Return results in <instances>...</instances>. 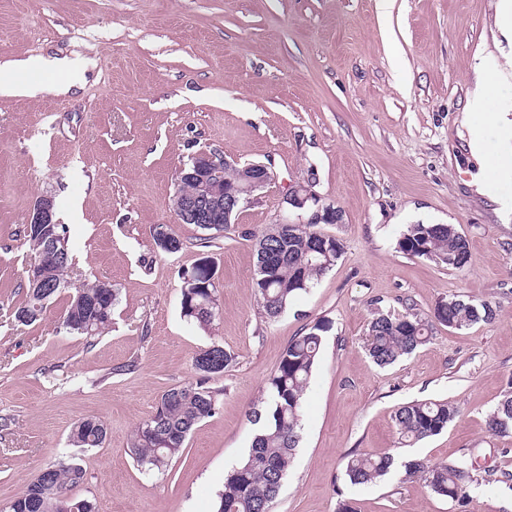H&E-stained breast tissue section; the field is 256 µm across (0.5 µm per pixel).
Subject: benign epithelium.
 Wrapping results in <instances>:
<instances>
[{
    "label": "benign epithelium",
    "instance_id": "obj_1",
    "mask_svg": "<svg viewBox=\"0 0 512 512\" xmlns=\"http://www.w3.org/2000/svg\"><path fill=\"white\" fill-rule=\"evenodd\" d=\"M229 161L213 153H200L189 168L178 171L177 180L194 183L199 192L194 196H185L175 191L172 197V210L180 224H218L232 223V218L265 190L272 181L271 166L266 163H249L240 170L235 182H224V168ZM224 190H219V187ZM315 199L311 186L299 184L288 189L283 202L302 209L307 201ZM55 201L50 195L40 196L29 215L28 224L48 239L53 238ZM342 216L338 211L316 208L308 217H298L303 224H338Z\"/></svg>",
    "mask_w": 512,
    "mask_h": 512
}]
</instances>
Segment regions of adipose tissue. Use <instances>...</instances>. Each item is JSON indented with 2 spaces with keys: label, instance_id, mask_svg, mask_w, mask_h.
Here are the masks:
<instances>
[{
  "label": "adipose tissue",
  "instance_id": "1",
  "mask_svg": "<svg viewBox=\"0 0 512 512\" xmlns=\"http://www.w3.org/2000/svg\"><path fill=\"white\" fill-rule=\"evenodd\" d=\"M45 70H58L67 73L66 83L59 86L60 91L63 92L68 91L69 87L76 85L81 79L77 65L65 58L38 57L7 61L0 64V71L5 74L4 80L0 81V96H29L39 92V85L11 80L10 75L17 71L42 72ZM499 75L500 72L497 68L480 66L479 81L462 117L463 127L471 132L468 140L470 153L479 164V171L474 175L472 184L479 194L487 196L493 201L497 200L498 195L490 190V178H497L503 183H512V111L504 106L498 95L497 79ZM479 120L496 127L500 132L499 148L495 158H487L478 136L473 133L475 123Z\"/></svg>",
  "mask_w": 512,
  "mask_h": 512
}]
</instances>
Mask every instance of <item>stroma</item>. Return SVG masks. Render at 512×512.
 <instances>
[{
	"label": "stroma",
	"mask_w": 512,
	"mask_h": 512,
	"mask_svg": "<svg viewBox=\"0 0 512 512\" xmlns=\"http://www.w3.org/2000/svg\"><path fill=\"white\" fill-rule=\"evenodd\" d=\"M497 0H0V63L35 56L78 61L65 94L0 97V505L68 453L86 417L108 429L80 452L73 489L93 512H210L232 466L249 451L248 420L289 341L332 323L303 397L302 431L271 512H512V435L486 417L512 385V213L477 193L461 116L480 59L512 65ZM201 152L230 163H271L274 180L213 247L171 209L177 173ZM312 182L341 210L323 233L342 245L336 265L275 320L254 288L255 233L296 219L283 197ZM53 196L70 229L69 286L42 320L12 309L27 292L23 244L38 197ZM451 224L471 260L445 269L405 255L407 225ZM168 225L178 252L157 249ZM219 276L221 315L209 330L180 312V276L203 256ZM119 291L111 326L68 333L73 287ZM487 300L495 321L436 326L426 344L379 367L364 340L376 308L412 304L428 317L442 300ZM219 344L234 357L210 386L219 409L189 434L166 474L139 471L134 429L170 388L195 381L193 359ZM448 401L442 433L406 445L402 405ZM354 453L458 461L472 480L465 504L392 474L350 484ZM495 481H487L488 470Z\"/></svg>",
	"instance_id": "35a3bbf8"
}]
</instances>
